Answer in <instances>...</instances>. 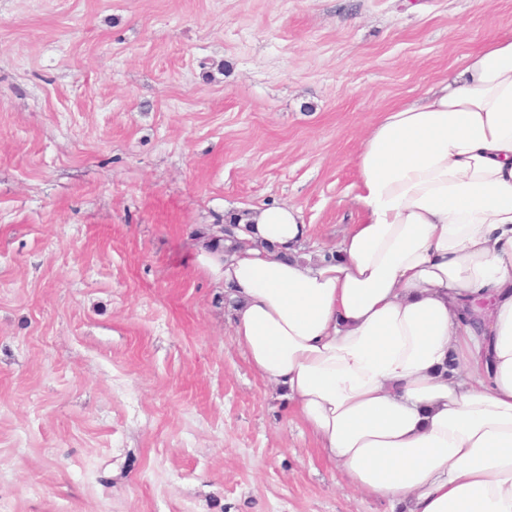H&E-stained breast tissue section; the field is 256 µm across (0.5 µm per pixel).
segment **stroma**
<instances>
[{
  "instance_id": "stroma-1",
  "label": "stroma",
  "mask_w": 512,
  "mask_h": 512,
  "mask_svg": "<svg viewBox=\"0 0 512 512\" xmlns=\"http://www.w3.org/2000/svg\"><path fill=\"white\" fill-rule=\"evenodd\" d=\"M508 31L512 0H0V512H385L199 247L291 203L333 248L364 132Z\"/></svg>"
}]
</instances>
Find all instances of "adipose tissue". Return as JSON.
<instances>
[{"label":"adipose tissue","instance_id":"1","mask_svg":"<svg viewBox=\"0 0 512 512\" xmlns=\"http://www.w3.org/2000/svg\"><path fill=\"white\" fill-rule=\"evenodd\" d=\"M361 220L305 252L291 204L208 249L232 339L351 486L407 512H512V33L382 112L355 158Z\"/></svg>","mask_w":512,"mask_h":512}]
</instances>
